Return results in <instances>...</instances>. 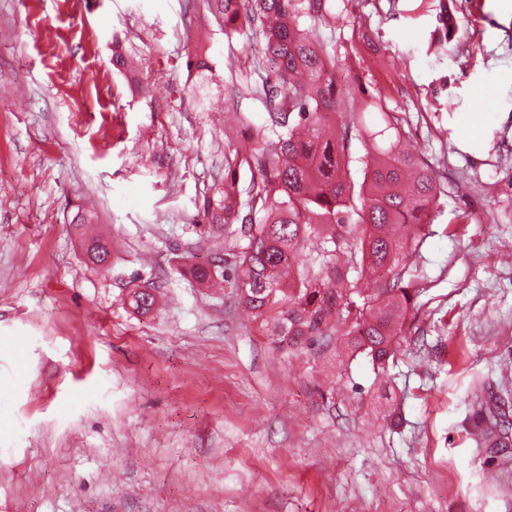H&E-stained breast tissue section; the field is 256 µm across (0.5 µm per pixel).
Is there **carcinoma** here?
Listing matches in <instances>:
<instances>
[{
    "label": "carcinoma",
    "instance_id": "carcinoma-1",
    "mask_svg": "<svg viewBox=\"0 0 512 512\" xmlns=\"http://www.w3.org/2000/svg\"><path fill=\"white\" fill-rule=\"evenodd\" d=\"M227 40L246 34L274 70L246 93L263 122L239 112L253 141L224 150V186L204 200L207 236L224 243V265L193 263L199 284L232 279L242 305L277 342L366 356L385 375L396 362L426 291L420 270L425 229L441 214L447 185L405 151L403 119L379 113L374 127L348 110L336 85V60L302 24L328 23L346 9L336 0H212ZM438 48L456 37L441 9ZM474 432L488 453L512 449L508 415L479 403Z\"/></svg>",
    "mask_w": 512,
    "mask_h": 512
}]
</instances>
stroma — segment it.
Here are the masks:
<instances>
[{"label":"stroma","instance_id":"35a3bbf8","mask_svg":"<svg viewBox=\"0 0 512 512\" xmlns=\"http://www.w3.org/2000/svg\"><path fill=\"white\" fill-rule=\"evenodd\" d=\"M440 1L308 26L353 112L398 113L448 186L388 388L178 271L212 257L203 200L250 147L224 109L255 77L242 38L204 0H0V512H512V457L471 428L477 390L512 414V0H444L458 40L436 56Z\"/></svg>","mask_w":512,"mask_h":512}]
</instances>
